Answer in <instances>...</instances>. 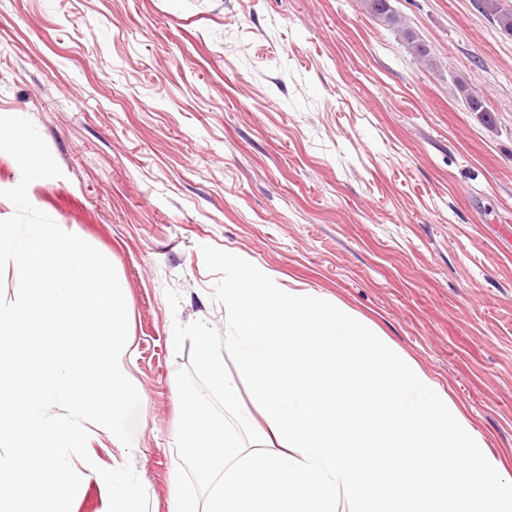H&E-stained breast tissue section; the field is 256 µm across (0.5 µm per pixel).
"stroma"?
Wrapping results in <instances>:
<instances>
[{
    "label": "stroma",
    "instance_id": "35a3bbf8",
    "mask_svg": "<svg viewBox=\"0 0 512 512\" xmlns=\"http://www.w3.org/2000/svg\"><path fill=\"white\" fill-rule=\"evenodd\" d=\"M392 4L437 68L362 0H0V115L63 172L28 198L113 263L142 399L132 447L89 425L71 512H107L90 467L128 462L170 512L173 323H225L205 245L372 321L512 481V35L475 0Z\"/></svg>",
    "mask_w": 512,
    "mask_h": 512
}]
</instances>
